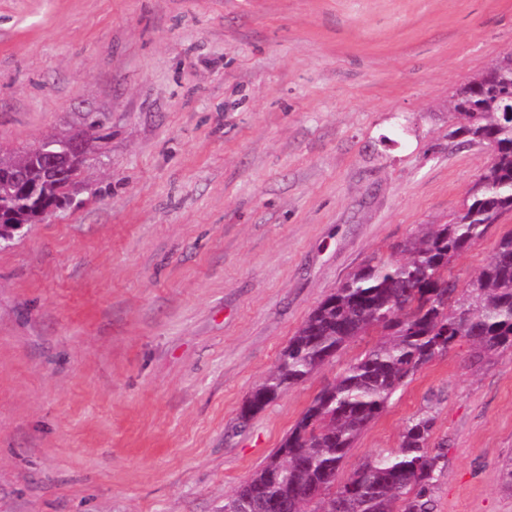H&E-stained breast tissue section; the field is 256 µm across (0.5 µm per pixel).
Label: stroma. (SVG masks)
Masks as SVG:
<instances>
[{"instance_id":"35a3bbf8","label":"stroma","mask_w":512,"mask_h":512,"mask_svg":"<svg viewBox=\"0 0 512 512\" xmlns=\"http://www.w3.org/2000/svg\"><path fill=\"white\" fill-rule=\"evenodd\" d=\"M510 52L512 0H0V156L91 144L0 241V512H224L379 335L242 419L290 338L461 210L490 152L449 137L448 101ZM470 351L418 369L344 471L428 411L436 512H512V349Z\"/></svg>"}]
</instances>
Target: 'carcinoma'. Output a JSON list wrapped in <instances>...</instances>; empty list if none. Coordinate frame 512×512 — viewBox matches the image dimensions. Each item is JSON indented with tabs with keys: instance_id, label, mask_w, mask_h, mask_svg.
Returning a JSON list of instances; mask_svg holds the SVG:
<instances>
[{
	"instance_id": "carcinoma-1",
	"label": "carcinoma",
	"mask_w": 512,
	"mask_h": 512,
	"mask_svg": "<svg viewBox=\"0 0 512 512\" xmlns=\"http://www.w3.org/2000/svg\"><path fill=\"white\" fill-rule=\"evenodd\" d=\"M512 54L502 57L498 82L469 83L449 106L455 135L471 146L489 140L495 152L448 224L395 246L394 257L368 261L308 316L274 370L250 394L247 418L309 379L351 340L377 330L380 340L313 399L292 430L250 478L224 499V512H433L432 489L444 466L445 443L433 442L435 417L406 423L399 447L353 471L342 464L355 441L388 406L405 380L465 339L471 363L512 347V230L500 235L476 276L458 289L451 263L512 212ZM0 207L40 220L37 202L0 184ZM351 493L333 497L336 482Z\"/></svg>"
}]
</instances>
